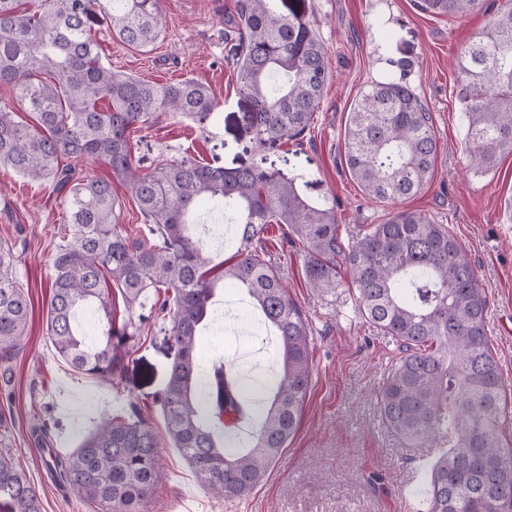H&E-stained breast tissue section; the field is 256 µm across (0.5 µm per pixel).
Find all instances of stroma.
I'll use <instances>...</instances> for the list:
<instances>
[{
	"instance_id": "obj_1",
	"label": "stroma",
	"mask_w": 512,
	"mask_h": 512,
	"mask_svg": "<svg viewBox=\"0 0 512 512\" xmlns=\"http://www.w3.org/2000/svg\"><path fill=\"white\" fill-rule=\"evenodd\" d=\"M233 2L163 0L162 33L145 49L127 46L98 26L102 58L113 70L164 83L192 77L208 85L219 103L216 121L204 129L164 115L134 128L135 159L147 166L186 154L227 168L265 160L267 168L308 182L312 199L335 204L347 239L396 208L447 226L476 270L487 299L492 351L512 383V152L491 171L468 168L457 72L462 50L486 27L488 14L437 16L422 11L418 0H307L327 49L330 77L303 138L262 155L249 104L227 61L224 19ZM393 60L412 61L411 82L431 112L439 143L430 183L394 204L367 197L344 165L348 112ZM80 170L88 178H111L125 230L141 237L137 206L110 169L84 163ZM63 211L51 183L0 167V241L13 245L17 280L33 300L26 339L9 360H0V451L11 454L36 486L44 512L93 509L52 480L34 443V424L57 420L52 444L69 452L105 410L123 417L139 413L160 439L162 477L152 512H426L422 491L442 449L401 447L375 404L398 347L365 321L346 288L322 296L307 287L303 247L286 226L268 225L262 244L308 315L312 383L298 431L265 483L247 500L229 502L200 485L166 434L157 398L168 382L173 352L157 310L116 303L117 323L133 322L135 337L114 382L75 372L54 349L46 328L49 260L62 239Z\"/></svg>"
}]
</instances>
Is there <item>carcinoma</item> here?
Instances as JSON below:
<instances>
[{
	"mask_svg": "<svg viewBox=\"0 0 512 512\" xmlns=\"http://www.w3.org/2000/svg\"><path fill=\"white\" fill-rule=\"evenodd\" d=\"M162 0H0V86L14 92L28 123L0 105V166L50 180L69 213L70 230L51 255L47 331L74 371L103 381L124 368L128 325L112 319L115 286L127 307L150 292L170 318V375L159 397L167 434L197 479L226 501L249 497L296 433L311 383V329L256 237L284 224L305 249L307 287L334 294L340 268L362 316L392 337L399 353L376 391L384 426L407 448L440 442L428 512H512V448L500 438L506 383L485 328L486 296L472 262L442 224L406 210L342 240L336 210L313 202L292 179L261 164L226 169L188 157L140 169L135 125L169 115L205 127L219 104L188 77L157 83L112 70L100 57L92 16L103 11L112 36L134 48L159 37ZM484 0H420L428 13L464 16ZM227 40L240 93L250 102L260 147L303 137L329 78L325 45L306 0H234ZM355 101L345 126V165L364 194L385 202L419 194L434 173L438 143L432 117L397 62ZM467 121L464 151L477 170L512 151V0L458 59ZM70 160L61 164V159ZM100 161L121 180L150 237L133 239L120 224L112 180L81 176L77 164ZM211 202L238 225L235 260L218 273L189 232ZM246 290L280 348L272 387L249 397L223 362L197 376L198 336L220 280ZM32 300L17 282L14 247L0 242V356L27 336ZM42 421L37 442L46 469L94 512H150L161 478L153 427L138 416L106 412L67 455L50 445ZM0 512H43L36 487L0 452Z\"/></svg>",
	"mask_w": 512,
	"mask_h": 512,
	"instance_id": "obj_1",
	"label": "carcinoma"
}]
</instances>
